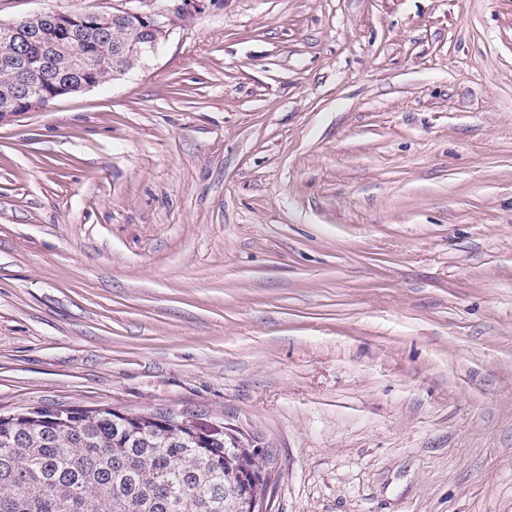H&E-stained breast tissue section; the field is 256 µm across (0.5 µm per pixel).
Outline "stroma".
Here are the masks:
<instances>
[{
    "instance_id": "35a3bbf8",
    "label": "stroma",
    "mask_w": 512,
    "mask_h": 512,
    "mask_svg": "<svg viewBox=\"0 0 512 512\" xmlns=\"http://www.w3.org/2000/svg\"><path fill=\"white\" fill-rule=\"evenodd\" d=\"M162 11L0 125V413L153 409L278 456L271 512H512V0Z\"/></svg>"
}]
</instances>
